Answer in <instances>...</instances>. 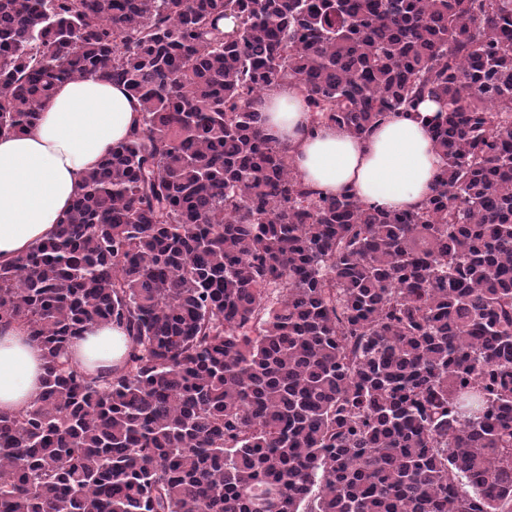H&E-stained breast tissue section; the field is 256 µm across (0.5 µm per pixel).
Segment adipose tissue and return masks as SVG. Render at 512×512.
<instances>
[{
    "mask_svg": "<svg viewBox=\"0 0 512 512\" xmlns=\"http://www.w3.org/2000/svg\"><path fill=\"white\" fill-rule=\"evenodd\" d=\"M140 102L99 78L60 83L41 120L21 134L0 135V263L54 236L87 172L124 141L141 116ZM259 109L268 136L292 149L295 171L330 196L412 209L430 193L443 165L426 125L391 117L357 138L333 124L313 126L303 92L291 84L265 91ZM125 350V333L95 324L70 349L89 375L106 372ZM44 354L22 327L0 331V413L33 407L42 390Z\"/></svg>",
    "mask_w": 512,
    "mask_h": 512,
    "instance_id": "adipose-tissue-1",
    "label": "adipose tissue"
}]
</instances>
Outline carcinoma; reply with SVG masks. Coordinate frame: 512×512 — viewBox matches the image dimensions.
Instances as JSON below:
<instances>
[{"instance_id": "cac0c4a2", "label": "carcinoma", "mask_w": 512, "mask_h": 512, "mask_svg": "<svg viewBox=\"0 0 512 512\" xmlns=\"http://www.w3.org/2000/svg\"><path fill=\"white\" fill-rule=\"evenodd\" d=\"M86 77L141 120L0 264L45 360L0 512H512V0H0V134ZM285 82L358 138L437 102L432 192L306 185ZM95 322L127 349L91 377ZM125 350V333L115 325L95 324L70 348V360L89 375L97 376L112 369Z\"/></svg>"}]
</instances>
